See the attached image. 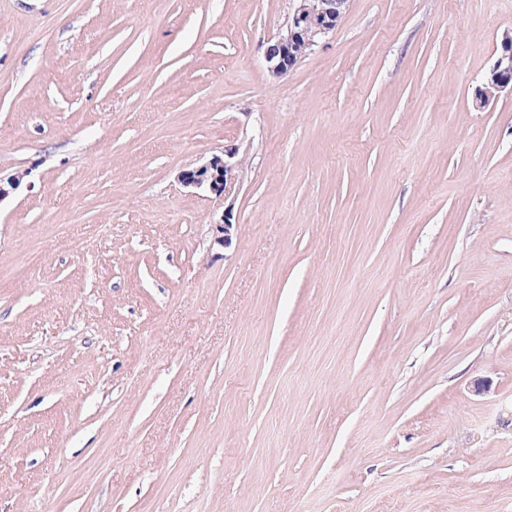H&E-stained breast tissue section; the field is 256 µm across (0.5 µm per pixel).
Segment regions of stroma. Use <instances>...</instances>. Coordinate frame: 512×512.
I'll return each instance as SVG.
<instances>
[{
  "instance_id": "35a3bbf8",
  "label": "stroma",
  "mask_w": 512,
  "mask_h": 512,
  "mask_svg": "<svg viewBox=\"0 0 512 512\" xmlns=\"http://www.w3.org/2000/svg\"><path fill=\"white\" fill-rule=\"evenodd\" d=\"M293 3L0 0V512H512V0ZM296 2L288 17L286 33L269 43L264 51L267 71L275 78L287 75L320 41L335 31L349 1L318 0L317 8L316 5L311 7L307 0ZM301 39L304 44L297 50ZM304 49L306 53L302 52ZM499 49L492 64L485 71L482 84L477 88L475 102L484 108L506 90L512 94V29L504 30ZM241 164L237 145H226L221 154H214L204 164L183 171L180 175L181 183L186 188L209 192L216 198L224 199V212L220 220L213 224L214 243L224 248L230 245L237 224L232 204L225 206V203L235 192Z\"/></svg>"
}]
</instances>
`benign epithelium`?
I'll return each mask as SVG.
<instances>
[{
  "mask_svg": "<svg viewBox=\"0 0 512 512\" xmlns=\"http://www.w3.org/2000/svg\"><path fill=\"white\" fill-rule=\"evenodd\" d=\"M347 5L348 0H318L317 6L313 7L307 0H297L288 17L286 33L268 44L264 51L268 73L280 78L293 70L305 53L312 52L320 41L335 31ZM506 90L512 92V29L503 31L500 37L496 57L476 90V106H487ZM241 164L239 148L226 145L221 153L213 155L204 164L182 172L180 180L189 189L205 191L226 200L235 192ZM25 176L23 171L6 178L0 176V201L17 189ZM235 226L233 208L228 205L220 220L213 224L214 243L228 247Z\"/></svg>",
  "mask_w": 512,
  "mask_h": 512,
  "instance_id": "7a95c632",
  "label": "benign epithelium"
}]
</instances>
